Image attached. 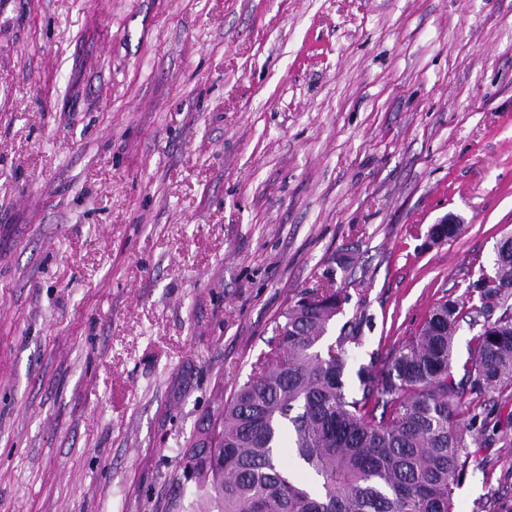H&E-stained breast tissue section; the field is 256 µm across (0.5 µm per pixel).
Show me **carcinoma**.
I'll return each mask as SVG.
<instances>
[{
	"label": "carcinoma",
	"instance_id": "cac0c4a2",
	"mask_svg": "<svg viewBox=\"0 0 512 512\" xmlns=\"http://www.w3.org/2000/svg\"><path fill=\"white\" fill-rule=\"evenodd\" d=\"M461 231L434 224L428 234L448 241ZM493 269L472 285L482 317L512 297V257L497 255ZM348 298L344 288H318L290 307L248 380L186 450L208 512H454L471 433L460 422L461 400L470 396L475 420L485 392L512 384V313L481 326L458 377L454 343L464 316L457 303H440L381 367L357 370L355 391L345 375L359 337L324 342ZM285 444L314 486L280 467Z\"/></svg>",
	"mask_w": 512,
	"mask_h": 512
}]
</instances>
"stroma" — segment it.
Masks as SVG:
<instances>
[{"instance_id":"obj_1","label":"stroma","mask_w":512,"mask_h":512,"mask_svg":"<svg viewBox=\"0 0 512 512\" xmlns=\"http://www.w3.org/2000/svg\"><path fill=\"white\" fill-rule=\"evenodd\" d=\"M510 232L512 0H0V512H179L335 255L354 388ZM485 404L455 512H512Z\"/></svg>"}]
</instances>
